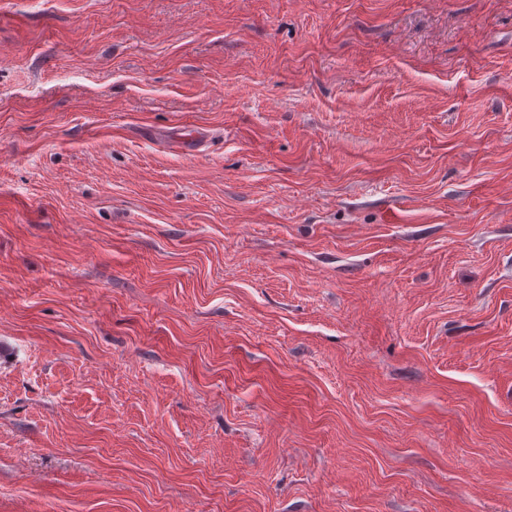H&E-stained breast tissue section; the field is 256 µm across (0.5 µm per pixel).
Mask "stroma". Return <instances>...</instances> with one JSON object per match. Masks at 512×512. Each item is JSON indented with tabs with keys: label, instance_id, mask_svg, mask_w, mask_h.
Segmentation results:
<instances>
[{
	"label": "stroma",
	"instance_id": "35a3bbf8",
	"mask_svg": "<svg viewBox=\"0 0 512 512\" xmlns=\"http://www.w3.org/2000/svg\"><path fill=\"white\" fill-rule=\"evenodd\" d=\"M1 344L0 512H512V0H0Z\"/></svg>",
	"mask_w": 512,
	"mask_h": 512
}]
</instances>
